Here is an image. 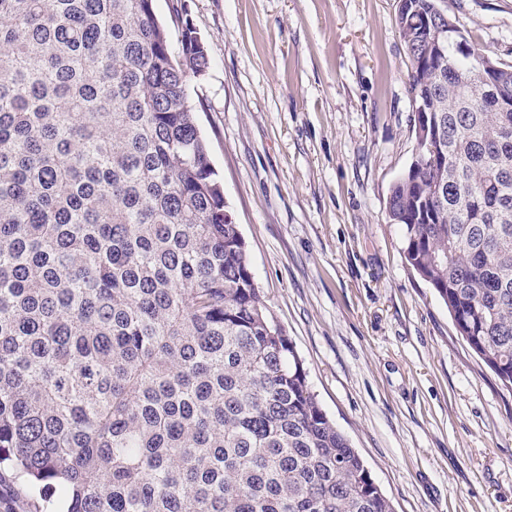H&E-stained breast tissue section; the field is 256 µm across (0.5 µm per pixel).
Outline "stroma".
Here are the masks:
<instances>
[{
  "mask_svg": "<svg viewBox=\"0 0 512 512\" xmlns=\"http://www.w3.org/2000/svg\"><path fill=\"white\" fill-rule=\"evenodd\" d=\"M512 64V0H444ZM396 0H155L209 49L198 124L263 298L396 512H512V394L408 266L415 151Z\"/></svg>",
  "mask_w": 512,
  "mask_h": 512,
  "instance_id": "35a3bbf8",
  "label": "stroma"
}]
</instances>
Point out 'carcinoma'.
Listing matches in <instances>:
<instances>
[{"label": "carcinoma", "instance_id": "cac0c4a2", "mask_svg": "<svg viewBox=\"0 0 512 512\" xmlns=\"http://www.w3.org/2000/svg\"><path fill=\"white\" fill-rule=\"evenodd\" d=\"M440 3L396 18L415 152L386 210L512 393V65L434 51ZM153 4L0 0V474L28 512H395L254 280L206 44Z\"/></svg>", "mask_w": 512, "mask_h": 512}]
</instances>
